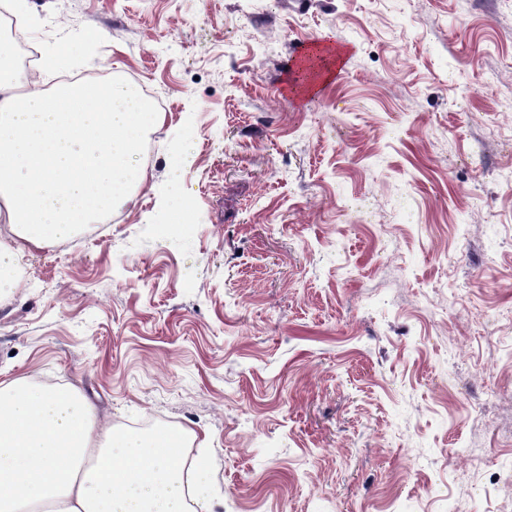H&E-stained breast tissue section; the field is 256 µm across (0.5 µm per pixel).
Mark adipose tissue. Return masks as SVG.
<instances>
[{"instance_id":"obj_1","label":"adipose tissue","mask_w":512,"mask_h":512,"mask_svg":"<svg viewBox=\"0 0 512 512\" xmlns=\"http://www.w3.org/2000/svg\"><path fill=\"white\" fill-rule=\"evenodd\" d=\"M0 50V273L26 246L69 239L77 225L135 203L139 156L160 122L133 85L26 91ZM183 436L116 432L76 388L0 381V512H213L207 469Z\"/></svg>"}]
</instances>
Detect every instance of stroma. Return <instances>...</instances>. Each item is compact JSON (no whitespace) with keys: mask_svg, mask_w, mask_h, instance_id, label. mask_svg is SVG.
Wrapping results in <instances>:
<instances>
[{"mask_svg":"<svg viewBox=\"0 0 512 512\" xmlns=\"http://www.w3.org/2000/svg\"><path fill=\"white\" fill-rule=\"evenodd\" d=\"M19 16L25 79L121 78L164 119L135 203L0 288V380L192 433L214 512H512V0ZM317 41L347 50L318 84Z\"/></svg>","mask_w":512,"mask_h":512,"instance_id":"1","label":"stroma"}]
</instances>
